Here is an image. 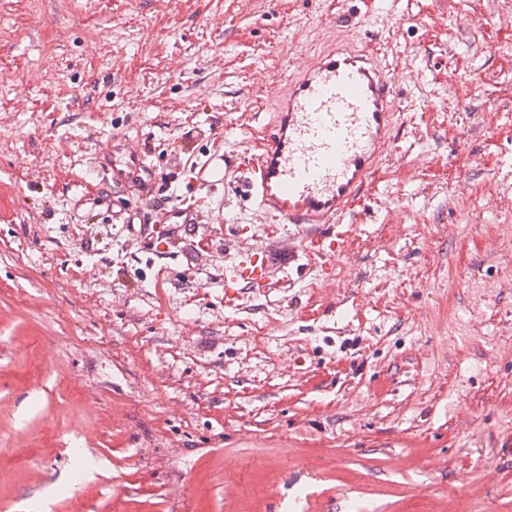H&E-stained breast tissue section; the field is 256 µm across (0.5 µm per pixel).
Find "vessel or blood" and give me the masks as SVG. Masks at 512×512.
Wrapping results in <instances>:
<instances>
[{"label":"vessel or blood","mask_w":512,"mask_h":512,"mask_svg":"<svg viewBox=\"0 0 512 512\" xmlns=\"http://www.w3.org/2000/svg\"><path fill=\"white\" fill-rule=\"evenodd\" d=\"M393 84L370 53L336 48L278 100L264 145L242 170L248 199L281 224H332L360 198L391 141ZM139 152L112 145V182L139 179Z\"/></svg>","instance_id":"obj_1"}]
</instances>
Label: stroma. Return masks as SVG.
<instances>
[{
    "mask_svg": "<svg viewBox=\"0 0 512 512\" xmlns=\"http://www.w3.org/2000/svg\"><path fill=\"white\" fill-rule=\"evenodd\" d=\"M332 44L397 121L331 249L238 169ZM0 512H512V0H0ZM146 170L144 156L140 152L131 151L124 144L112 143V183L123 185L141 178Z\"/></svg>",
    "mask_w": 512,
    "mask_h": 512,
    "instance_id": "stroma-1",
    "label": "stroma"
}]
</instances>
